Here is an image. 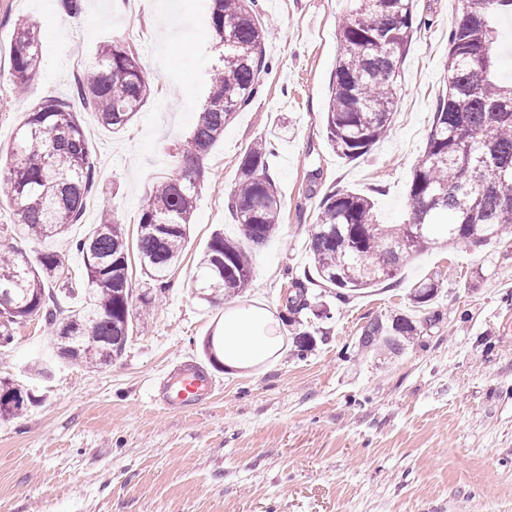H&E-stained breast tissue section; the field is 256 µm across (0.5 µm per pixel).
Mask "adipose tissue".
<instances>
[{"label":"adipose tissue","instance_id":"adipose-tissue-1","mask_svg":"<svg viewBox=\"0 0 512 512\" xmlns=\"http://www.w3.org/2000/svg\"><path fill=\"white\" fill-rule=\"evenodd\" d=\"M280 323L274 314L261 308H238L225 312L218 329L223 342L218 356L226 369L255 368L276 355Z\"/></svg>","mask_w":512,"mask_h":512}]
</instances>
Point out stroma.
<instances>
[{
  "label": "stroma",
  "instance_id": "1",
  "mask_svg": "<svg viewBox=\"0 0 512 512\" xmlns=\"http://www.w3.org/2000/svg\"><path fill=\"white\" fill-rule=\"evenodd\" d=\"M351 7L256 0L271 69L205 160L171 287L157 294L131 260L120 357L96 369L60 361L48 379L31 377L52 340L38 318L0 348V376L36 397L20 418L0 420V512H512V235L483 247L430 246L398 279L345 299L308 285L312 307L294 320L285 307L311 264L308 229L326 193L368 195L383 224L406 219L461 0H416L389 134L353 161L336 155L325 130L338 28ZM21 16L38 26L42 58L18 96L8 51ZM66 18L59 0H0V156L37 103L71 97L73 58L91 64L106 40L122 39L139 56L152 88L125 127L81 112L96 204L67 233L27 246L57 252L78 283L83 264L71 244L102 209L136 242L140 204L193 129L217 55L203 0H85L78 30L61 32ZM269 135L280 229L253 255L251 288L205 302L192 282L197 262L214 230L238 238L228 197L246 149ZM428 276L439 283L432 322L418 321L404 349L361 347L369 323L409 313L412 286ZM250 304L281 321L280 352L255 371L207 364L203 342L225 308ZM318 306L328 317L313 315ZM298 326L316 338L303 353ZM187 360L206 363L220 389L165 409L157 374Z\"/></svg>",
  "mask_w": 512,
  "mask_h": 512
}]
</instances>
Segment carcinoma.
<instances>
[{"label":"carcinoma","instance_id":"cac0c4a2","mask_svg":"<svg viewBox=\"0 0 512 512\" xmlns=\"http://www.w3.org/2000/svg\"><path fill=\"white\" fill-rule=\"evenodd\" d=\"M210 29L219 50L209 73L210 94L190 140L175 155L170 174L144 201L138 222L141 267L163 293L180 266L195 209L197 182L209 149L224 126L245 108L268 70L264 29L255 0H213ZM340 24L326 118V136L341 157L355 160L389 131L400 65L414 33L416 0H354ZM512 14V0H462L448 33L445 92L439 95L422 159L408 183L409 214L401 224L378 222L366 195L332 191L319 203L310 225L311 265L322 283L359 291L396 278L406 262L430 244L479 246L512 233V83L497 78L494 22ZM40 32L30 20L14 26L9 75L19 92L28 88L40 63ZM150 93L139 58L114 39L100 47L95 64L78 78L73 96L107 128L126 125ZM271 141L253 143L239 164L231 209L241 231L234 241L213 233L193 276L209 302L252 286L251 256L278 230L281 205L269 175ZM97 190L96 167L83 127L67 99L41 100L16 133L0 170V191L11 201L22 240L49 239L82 220L86 199ZM82 256L80 287L69 286V270L54 251L31 258L21 244L0 243V347L13 343L15 326L40 317L57 341L60 357L94 368L121 356L130 326L129 245L110 211L75 242ZM287 310L309 307L296 281ZM438 284L427 277L411 300L432 301ZM79 298L67 309L62 301ZM417 335L408 317L366 326L361 344L381 338L402 346ZM30 394L0 380V419L17 418Z\"/></svg>","mask_w":512,"mask_h":512}]
</instances>
